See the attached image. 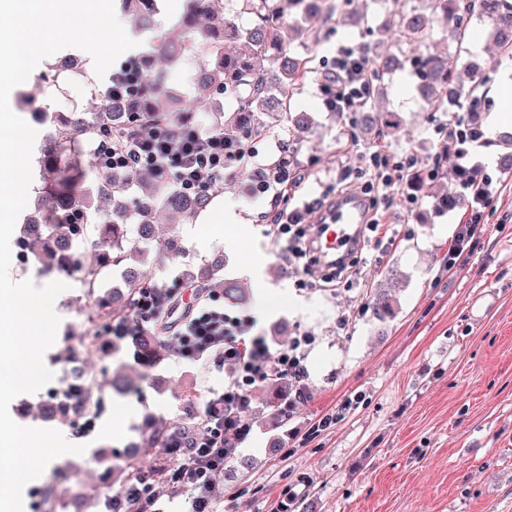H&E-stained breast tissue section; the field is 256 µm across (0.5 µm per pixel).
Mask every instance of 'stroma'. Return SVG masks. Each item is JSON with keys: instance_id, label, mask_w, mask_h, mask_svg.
I'll return each instance as SVG.
<instances>
[{"instance_id": "35a3bbf8", "label": "stroma", "mask_w": 512, "mask_h": 512, "mask_svg": "<svg viewBox=\"0 0 512 512\" xmlns=\"http://www.w3.org/2000/svg\"><path fill=\"white\" fill-rule=\"evenodd\" d=\"M363 40L346 28L327 33L320 44L307 47L293 43L299 54H312L314 70L294 95V111L310 113L314 122L296 128L286 122L279 134L257 142V161H269L292 151L306 178L295 202L323 193L335 194L343 173H352V187L363 167L362 156L382 146L399 160L417 167L434 166L440 152L434 126L423 114L424 101L417 92L412 71L395 76L374 110H392L405 119L397 134L376 139L351 136L344 120L325 112L317 84L327 60L342 45L359 46ZM429 52L447 56L461 80L469 87L472 67L494 58L489 82L481 84L489 120L498 106L494 83L503 70L512 69V58L495 57L487 31L475 25L463 45L434 37ZM205 50L170 65L156 60V71L165 74L164 94L189 106L191 123L211 126L215 112H230V98L215 95L199 100L186 72L198 70ZM46 64H39L24 84L35 94L43 111L32 116L18 95L10 106L36 129V144L54 130L53 117L79 106L95 111L107 79L95 78L67 86L65 92L45 83ZM488 171L502 175L500 195L489 207L477 251L457 268L448 266V248L457 222L468 214L467 204L435 213L437 195L455 189L452 177L425 182L421 204L410 212L399 202L383 204L389 241L383 250L365 248L356 267L353 287L322 288L317 273H303L290 265L280 244L268 233V215L277 206L272 194L252 195L241 183L225 185V193L237 195L252 212L254 235L242 240L236 251H226L220 237L197 249L185 236L186 225L170 228L165 217L156 224L160 237L175 235L173 254L158 255L148 248L141 267L150 281L173 283L197 271L215 254L224 256V275L236 278V264L253 251L268 261L267 276L276 288L273 304L257 312L256 290L247 286L241 300L229 303L233 312L256 314L259 329L271 349L287 345L295 336H314L305 361L310 386L308 402L294 418L282 410L286 397H273L270 389L253 394L254 430L232 459V472L217 481V512H269L288 486L305 482L304 495L293 503L294 512H512V170L503 169L498 149H483ZM398 276V307L393 317L380 320L366 308L372 289ZM309 279L306 288L299 279ZM67 291L60 294L54 310L60 318L54 344L44 362L62 380L63 350L80 346L96 324L86 307L78 275H62ZM113 360L134 364L138 379L133 389L118 395L97 393L102 403L96 426L87 432L60 425L65 439L84 446L83 454H65L55 460L56 477L42 475L22 493L23 512H40V489L49 480L90 492L86 512H104L114 491L108 462L96 450L107 445L114 457L125 456L137 446L141 459L164 458L159 447L146 446V425L170 421L188 412L200 413L210 392L223 389L228 371H205L171 356L144 362L134 359L131 342H114ZM191 389L192 400L180 399ZM138 411V420L123 436L112 433V414ZM335 410L336 424L303 442L288 439L290 425L308 426L316 416Z\"/></svg>"}]
</instances>
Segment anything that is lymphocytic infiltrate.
<instances>
[{
    "instance_id": "obj_1",
    "label": "lymphocytic infiltrate",
    "mask_w": 512,
    "mask_h": 512,
    "mask_svg": "<svg viewBox=\"0 0 512 512\" xmlns=\"http://www.w3.org/2000/svg\"><path fill=\"white\" fill-rule=\"evenodd\" d=\"M145 79L146 73L137 62H126L113 71L104 95L127 100L130 110H138V90ZM370 83L371 66L365 51L357 46L343 47L320 81L318 93L326 111L352 117L366 108ZM436 132L448 146L459 187L469 200L467 219L458 223L448 249V263L453 266L476 249L484 213L503 179L490 174L480 159L479 149L486 137L477 122L456 120L437 127ZM256 157L249 137L232 138L218 128L204 131L180 122L113 138L111 153L99 157L98 162L112 170L132 168L151 173L160 185L172 183L185 192L243 182L250 192L273 193L281 205L271 215L270 233L284 244L290 264L306 267L307 255L317 250L316 227L307 218L330 208L331 202L315 198L288 207L304 174L288 162L276 169L260 167ZM408 169V164L395 161L383 148L366 159L367 179L360 187L366 200V222L351 248L332 262L335 275L347 271L359 250L382 246L386 233L377 203L399 193ZM254 323L250 315L227 314L224 298L217 292L194 290L192 301L187 303L178 288L149 283L136 292L131 317L107 329L111 336L159 332L172 356L204 366L232 368V378L223 390L206 400L198 431L171 439L165 448L176 461L169 486L192 492L187 512H215L212 491L216 479L253 431L252 391L288 377L297 384L289 407L308 397L304 361L311 336L294 337L287 347L274 352L263 338L252 336Z\"/></svg>"
}]
</instances>
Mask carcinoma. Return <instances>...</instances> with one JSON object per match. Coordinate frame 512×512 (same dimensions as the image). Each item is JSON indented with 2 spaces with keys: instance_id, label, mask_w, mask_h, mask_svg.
<instances>
[{
  "instance_id": "cac0c4a2",
  "label": "carcinoma",
  "mask_w": 512,
  "mask_h": 512,
  "mask_svg": "<svg viewBox=\"0 0 512 512\" xmlns=\"http://www.w3.org/2000/svg\"><path fill=\"white\" fill-rule=\"evenodd\" d=\"M217 0H185L181 25L185 30L179 42L156 38L149 49L159 57L174 63L186 57L196 46L208 51L209 59L195 74L198 89L205 96L214 93L234 97L235 108L230 115L219 114L216 120L231 129L232 134H247L255 139L277 132L280 115L291 111V98L308 73L311 59L295 56L290 43L308 40L315 44L318 31L308 25L313 11L309 0H237L240 11L253 18V26L239 29L215 12ZM421 6L394 17L376 31L365 14L354 8L355 0H322V24L328 28L350 27L368 38L367 50L372 69V97L384 94L394 74L409 62L419 73L418 90L426 106V118L433 120L448 112V99L458 83V76L448 61L429 54L415 58L418 48L429 41L433 21L444 16L452 21V33L458 43L465 41L474 22L485 25L493 37L499 53L512 55V0H417ZM122 10L134 29L147 32L154 26L155 0H122ZM287 16L296 18L293 27L283 26ZM162 79L148 77L141 87L142 107L138 112L126 110L121 100L109 99L96 117L86 118L82 111L60 115L55 137L46 142L40 158L44 180L49 189L34 202L30 216V238L23 242L46 274L69 270H83L80 279L85 295L93 302L96 319L109 324L125 317L132 306L136 291L146 284L145 277L132 270L124 271V287L110 288L100 293V275L105 268L129 265L142 253V245L153 243L161 250H169L174 240L155 236L153 219L158 210L167 214L171 225L180 224L203 211L222 186L213 185L196 192L175 189L163 192L152 179L135 169L110 173L105 185L97 190L99 203L92 202L81 153L74 143L82 140L102 149L112 147V135L138 126L156 125L171 120L177 109L161 102ZM404 121L396 112H385L379 120L375 135L382 138L402 129ZM137 183L141 194L134 200L128 196L129 186ZM138 217V239L126 243L125 218ZM99 218L97 237L92 245L97 248L99 263L81 268L76 243L87 228L91 217ZM218 266L205 265L186 279L188 288H206L225 295L236 293L231 282L217 277ZM393 278L386 288L373 293L367 309L383 320L394 313L391 289ZM106 337L97 331L82 342V347L63 352L62 360L69 370L61 385L59 396L46 407V415L64 423H73L80 417H92L97 404L91 402L93 389L105 384L122 393L134 386V368L128 364L109 362L93 377L82 367V356L100 352ZM188 428L185 418L171 422L152 423L150 442L161 448L173 437ZM112 484L123 491L134 483V466L127 462L110 469Z\"/></svg>"
}]
</instances>
